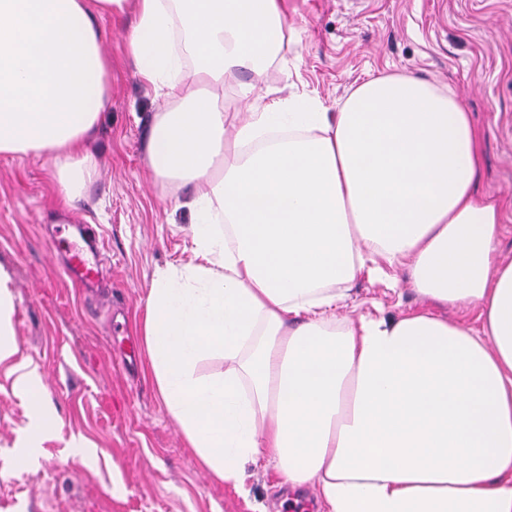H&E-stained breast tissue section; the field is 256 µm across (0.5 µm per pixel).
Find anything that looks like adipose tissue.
Returning <instances> with one entry per match:
<instances>
[{
  "label": "adipose tissue",
  "mask_w": 512,
  "mask_h": 512,
  "mask_svg": "<svg viewBox=\"0 0 512 512\" xmlns=\"http://www.w3.org/2000/svg\"><path fill=\"white\" fill-rule=\"evenodd\" d=\"M167 105L155 180L191 186L194 258L156 270L140 325L171 418L214 478L273 450L283 483L328 512H512V257L480 197L482 139L454 91L371 77L339 111L316 97L226 109L216 91L276 57L285 0H0V156L51 161L74 207L110 96L99 21ZM417 311L340 318L363 270ZM476 309L475 322L448 310ZM0 271V365L28 399L29 447L57 420L18 360ZM223 359L220 371L205 364Z\"/></svg>",
  "instance_id": "1"
}]
</instances>
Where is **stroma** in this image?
Listing matches in <instances>:
<instances>
[{
  "instance_id": "35a3bbf8",
  "label": "stroma",
  "mask_w": 512,
  "mask_h": 512,
  "mask_svg": "<svg viewBox=\"0 0 512 512\" xmlns=\"http://www.w3.org/2000/svg\"><path fill=\"white\" fill-rule=\"evenodd\" d=\"M111 97L89 143L99 173L69 210L42 160L0 157V270L10 278L20 356L36 367L59 426L20 468L30 406L0 366V512H327L311 490L285 493L273 465H247L240 486L211 477L167 413L138 325L157 269L193 257L184 188L147 172L145 137L165 101L134 74L126 19L100 20ZM406 73L454 89L483 135L480 196L508 202L498 237L512 253V0H288L276 60L244 72L260 104L306 92L328 111L357 84ZM103 236L104 299L63 271L72 224ZM420 305L407 287L360 279L344 314L396 317ZM125 324L139 363L111 365L109 322Z\"/></svg>"
}]
</instances>
